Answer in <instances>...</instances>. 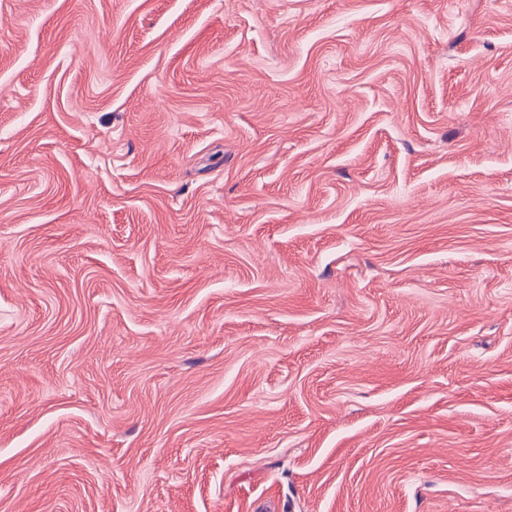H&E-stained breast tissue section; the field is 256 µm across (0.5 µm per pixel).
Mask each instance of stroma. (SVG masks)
<instances>
[{
  "label": "stroma",
  "instance_id": "stroma-1",
  "mask_svg": "<svg viewBox=\"0 0 512 512\" xmlns=\"http://www.w3.org/2000/svg\"><path fill=\"white\" fill-rule=\"evenodd\" d=\"M0 512H512V0H0Z\"/></svg>",
  "mask_w": 512,
  "mask_h": 512
}]
</instances>
